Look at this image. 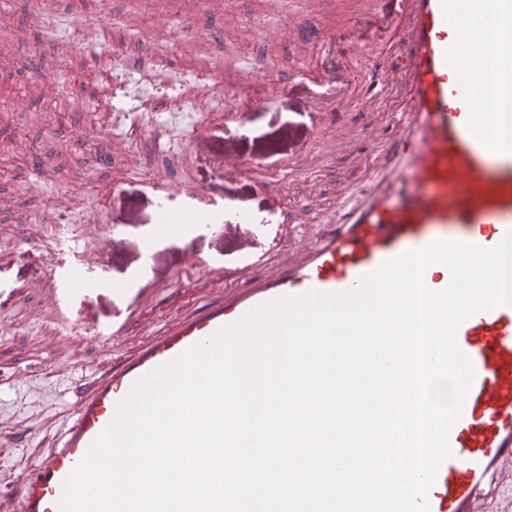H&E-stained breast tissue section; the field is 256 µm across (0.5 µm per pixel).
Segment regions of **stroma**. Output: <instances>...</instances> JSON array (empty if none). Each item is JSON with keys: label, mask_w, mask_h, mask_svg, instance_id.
<instances>
[{"label": "stroma", "mask_w": 512, "mask_h": 512, "mask_svg": "<svg viewBox=\"0 0 512 512\" xmlns=\"http://www.w3.org/2000/svg\"><path fill=\"white\" fill-rule=\"evenodd\" d=\"M328 8V0H319L302 43L290 0H226L222 14L203 10L198 0H111L106 12L97 0H69L70 38L81 44L76 57L83 66L68 71L65 87L32 103L22 88L24 74L0 67V82L14 87L7 98L12 122L0 132V146H19L28 154L26 163L0 176V340L35 348L51 341L57 350L46 363L6 373L0 385V512H20V475L35 470L54 445L74 390L106 365L95 343L74 347L78 331L69 325L99 335L124 319V308L107 296L113 282L138 274V243L158 220L154 175L210 188L212 205L229 200L264 218L259 230L235 224L223 233L178 236L157 247L163 271L195 276L217 267L228 279L248 259L287 250L312 221L305 206L309 196L333 201L341 185L350 205L377 186V170L347 153L298 182L288 180L289 163L329 136L331 125L375 121L351 107L327 119L308 107L306 97L325 74L341 71L358 55L362 42L382 41L375 20L393 13V0H379L375 12L366 14L349 0L337 28L325 19ZM57 15L52 0L37 21L24 0H12L9 18L18 32L13 53L35 52L59 63L64 44L44 29ZM189 27L223 32L218 61L204 52H182ZM113 46L121 59L102 65ZM89 70L98 73L90 87ZM288 84L294 94L284 102L277 91ZM228 93L248 114L244 127L224 123ZM91 126L99 129L92 144L84 139ZM229 144L261 162L263 180L221 178L210 157ZM42 157L49 158L47 167L38 166ZM27 235L37 237V245L21 246ZM84 262L95 289L81 296L69 292L68 272ZM49 277L57 304L51 319L36 291Z\"/></svg>", "instance_id": "1"}]
</instances>
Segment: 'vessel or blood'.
Returning a JSON list of instances; mask_svg holds the SVG:
<instances>
[{"label":"vessel or blood","mask_w":512,"mask_h":512,"mask_svg":"<svg viewBox=\"0 0 512 512\" xmlns=\"http://www.w3.org/2000/svg\"><path fill=\"white\" fill-rule=\"evenodd\" d=\"M399 2L387 25L386 57L364 49L355 59L362 80L339 75L309 94L319 112L391 103L382 123L365 131L363 158L394 169L392 189L320 225L299 254L242 267L236 282L207 269L203 303L176 313L80 393L56 447L21 479L24 512H60L64 480L136 380L253 309L312 289L349 290L382 263L437 241L491 248L512 232V0H473L469 13L463 0ZM213 162L227 180L262 172L230 145ZM154 189L166 223L167 201L184 197L191 221L176 225L179 233L211 230L234 209L212 207L206 190L164 175ZM456 340L475 378L449 432L452 456L427 501L430 512H484L480 489L512 465V305L471 316Z\"/></svg>","instance_id":"obj_1"}]
</instances>
